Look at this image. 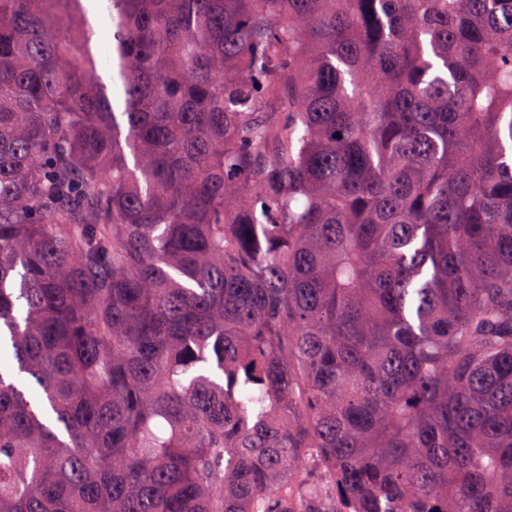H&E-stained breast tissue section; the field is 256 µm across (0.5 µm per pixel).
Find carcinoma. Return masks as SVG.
<instances>
[{
    "label": "carcinoma",
    "instance_id": "1",
    "mask_svg": "<svg viewBox=\"0 0 512 512\" xmlns=\"http://www.w3.org/2000/svg\"><path fill=\"white\" fill-rule=\"evenodd\" d=\"M0 0V512H512V0ZM93 3L95 5V8L91 11H94L95 13H99L102 6V13H103V24L102 26L97 29V32H99L96 48H97V54L99 58V65H98V74L108 83V76L110 73V47L108 44V41L110 40V36L108 35L106 29H107V23H106V12H105V4L106 1L101 2H87V5ZM107 47L108 51L105 53L104 48Z\"/></svg>",
    "mask_w": 512,
    "mask_h": 512
}]
</instances>
